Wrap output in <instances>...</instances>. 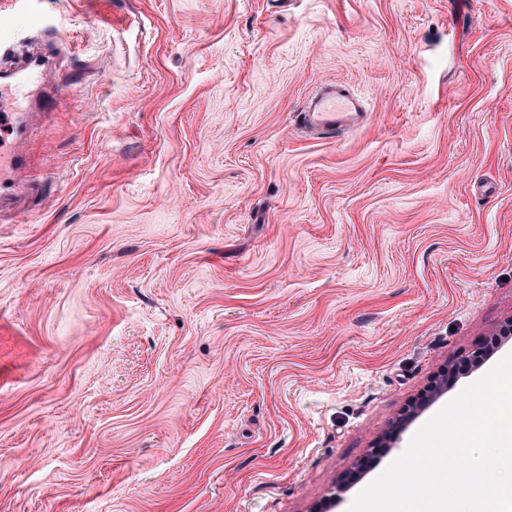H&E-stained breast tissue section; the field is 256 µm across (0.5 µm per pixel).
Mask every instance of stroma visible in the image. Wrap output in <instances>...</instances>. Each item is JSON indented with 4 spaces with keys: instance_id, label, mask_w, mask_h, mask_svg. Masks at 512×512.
Returning a JSON list of instances; mask_svg holds the SVG:
<instances>
[{
    "instance_id": "stroma-1",
    "label": "stroma",
    "mask_w": 512,
    "mask_h": 512,
    "mask_svg": "<svg viewBox=\"0 0 512 512\" xmlns=\"http://www.w3.org/2000/svg\"><path fill=\"white\" fill-rule=\"evenodd\" d=\"M46 37L0 512H349L512 355V0H0L1 49ZM331 79L370 120L306 138ZM446 383H447V378H445V380H443L441 383H439V385H436L430 392L428 395H426L422 401L419 403L418 406H416L413 410L409 411L408 413L405 414V416L403 418H401L397 424L395 425V428L394 430L392 431V433L386 438V440L383 442L382 445H379L377 446L376 448H373L372 450V456L376 457L378 455H381L385 452H387L390 448V446L392 444L395 443V440H396V436H397V433L403 428V426L412 418L416 415L417 411L419 409H421L422 407L425 406V404L430 401L431 399L435 398L437 395H439L442 390H443V387L446 386Z\"/></svg>"
}]
</instances>
